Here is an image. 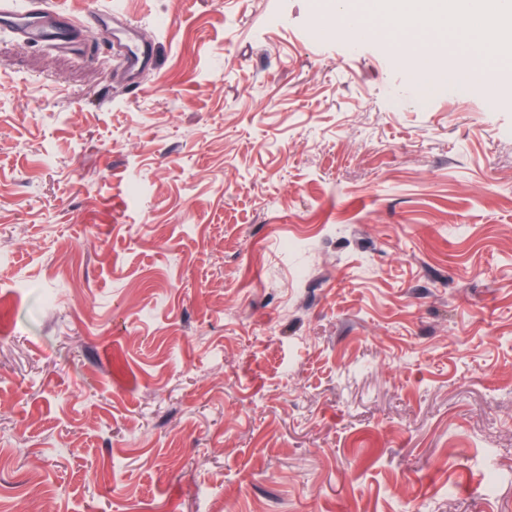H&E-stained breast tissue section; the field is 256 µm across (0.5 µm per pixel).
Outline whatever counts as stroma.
Masks as SVG:
<instances>
[{
  "instance_id": "35a3bbf8",
  "label": "stroma",
  "mask_w": 512,
  "mask_h": 512,
  "mask_svg": "<svg viewBox=\"0 0 512 512\" xmlns=\"http://www.w3.org/2000/svg\"><path fill=\"white\" fill-rule=\"evenodd\" d=\"M0 34V512H512V87L315 0ZM0 30L17 36L23 44H39L68 51L82 48L94 36H101L115 50L120 68L127 74L152 58V40L118 13L94 12L86 18L46 0H27L18 7L14 0L0 1Z\"/></svg>"
}]
</instances>
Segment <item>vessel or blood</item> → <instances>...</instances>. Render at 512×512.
<instances>
[{
    "label": "vessel or blood",
    "instance_id": "vessel-or-blood-1",
    "mask_svg": "<svg viewBox=\"0 0 512 512\" xmlns=\"http://www.w3.org/2000/svg\"><path fill=\"white\" fill-rule=\"evenodd\" d=\"M0 30L14 34L23 44L63 51L82 48L92 37H103L127 73L147 64L153 52L151 39L117 13L96 12L81 18L55 6L52 0H26L21 7L14 0H0Z\"/></svg>",
    "mask_w": 512,
    "mask_h": 512
}]
</instances>
